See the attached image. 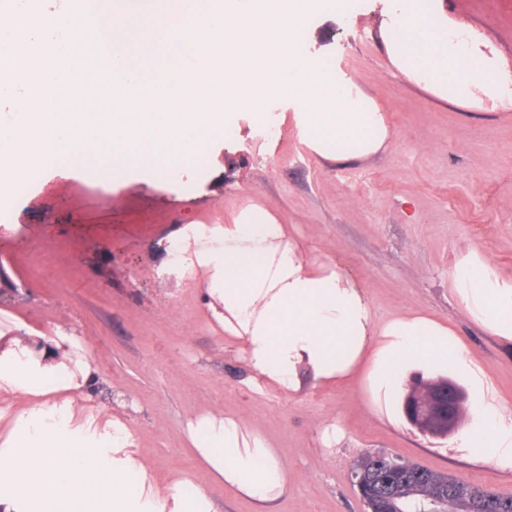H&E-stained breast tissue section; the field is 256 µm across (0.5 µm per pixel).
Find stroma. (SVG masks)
Segmentation results:
<instances>
[{
  "label": "stroma",
  "instance_id": "1",
  "mask_svg": "<svg viewBox=\"0 0 512 512\" xmlns=\"http://www.w3.org/2000/svg\"><path fill=\"white\" fill-rule=\"evenodd\" d=\"M448 22L486 44L512 73V0H445ZM395 0H337L298 32L306 53L354 83L383 113L390 146L336 162L301 135L296 100L275 96L265 115L235 113V135L209 142L210 162L162 181L132 167L113 185L75 162L43 172L8 207L0 264L22 289L0 303V331L51 333L66 323L97 367V397L128 417L159 480L194 475L221 512L253 504L212 478L192 452L188 424L220 412L262 432L288 471L273 512H364L352 485L369 454L399 457L512 497V475L472 464L444 439L391 422L354 387L305 385L295 397L245 385L200 289L167 263L165 246L185 225L221 224L249 203L273 207L316 256L337 258L377 319L420 311L466 344L512 409V345L473 324L451 293L457 259L477 250L512 275V108L479 95L449 104L391 63L381 27ZM341 420L347 437L322 448L319 431Z\"/></svg>",
  "mask_w": 512,
  "mask_h": 512
}]
</instances>
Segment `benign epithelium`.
Wrapping results in <instances>:
<instances>
[{
	"mask_svg": "<svg viewBox=\"0 0 512 512\" xmlns=\"http://www.w3.org/2000/svg\"><path fill=\"white\" fill-rule=\"evenodd\" d=\"M468 395L445 381L412 384L404 403L410 426L433 438H444L464 423Z\"/></svg>",
	"mask_w": 512,
	"mask_h": 512,
	"instance_id": "7a95c632",
	"label": "benign epithelium"
}]
</instances>
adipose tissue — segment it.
Instances as JSON below:
<instances>
[{
  "label": "adipose tissue",
  "instance_id": "1",
  "mask_svg": "<svg viewBox=\"0 0 512 512\" xmlns=\"http://www.w3.org/2000/svg\"><path fill=\"white\" fill-rule=\"evenodd\" d=\"M402 27L382 36L392 63L450 102L481 90L512 106V74L449 26L444 0H402ZM183 278L201 281L211 317L240 348L248 377L289 396L315 384L367 386L390 401L414 370L425 378L455 365L484 395L482 424H464L449 445L468 461L512 472V411L489 397L488 377L448 326L407 312L377 322L354 279L334 258L312 257L269 206L242 207L232 222L190 224L167 249ZM451 291L490 335L512 342V276L477 251L451 275ZM98 371L67 325L0 348V512H218L196 480L157 481L128 420L94 405ZM196 454L226 489L268 507L288 473L262 433L230 415L189 422Z\"/></svg>",
  "mask_w": 512,
  "mask_h": 512
}]
</instances>
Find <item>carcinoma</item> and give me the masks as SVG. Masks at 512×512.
I'll return each instance as SVG.
<instances>
[{"label":"carcinoma","mask_w":512,"mask_h":512,"mask_svg":"<svg viewBox=\"0 0 512 512\" xmlns=\"http://www.w3.org/2000/svg\"><path fill=\"white\" fill-rule=\"evenodd\" d=\"M354 472L361 476L369 504L378 512H425L424 503L433 496L443 499V508L451 510L472 486L445 473L391 456L377 461L363 457ZM471 512H512V498L496 496L492 500L474 498Z\"/></svg>","instance_id":"1"}]
</instances>
